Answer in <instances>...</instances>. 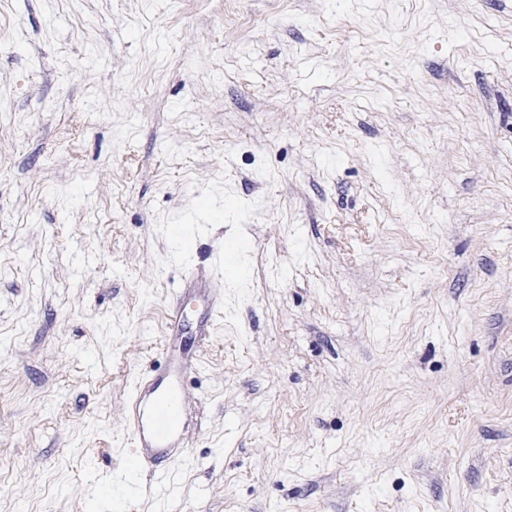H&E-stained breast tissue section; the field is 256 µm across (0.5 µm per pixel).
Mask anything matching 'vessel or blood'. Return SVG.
<instances>
[{
    "label": "vessel or blood",
    "instance_id": "1",
    "mask_svg": "<svg viewBox=\"0 0 512 512\" xmlns=\"http://www.w3.org/2000/svg\"><path fill=\"white\" fill-rule=\"evenodd\" d=\"M182 283L168 306L162 345L165 364L138 379L126 405L132 453L157 485L170 479L171 463L188 455L187 426L181 416L184 382L198 369L200 358L176 348L177 339L192 324L184 313V303L189 299L196 303L197 321L192 325L205 340L212 334L214 315L223 297V282L205 272L187 273Z\"/></svg>",
    "mask_w": 512,
    "mask_h": 512
}]
</instances>
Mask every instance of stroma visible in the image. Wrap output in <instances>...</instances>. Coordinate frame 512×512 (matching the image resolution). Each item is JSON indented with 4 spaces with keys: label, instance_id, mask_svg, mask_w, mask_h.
<instances>
[{
    "label": "stroma",
    "instance_id": "obj_1",
    "mask_svg": "<svg viewBox=\"0 0 512 512\" xmlns=\"http://www.w3.org/2000/svg\"><path fill=\"white\" fill-rule=\"evenodd\" d=\"M224 297L153 487L128 397ZM512 512V0H0V512Z\"/></svg>",
    "mask_w": 512,
    "mask_h": 512
}]
</instances>
